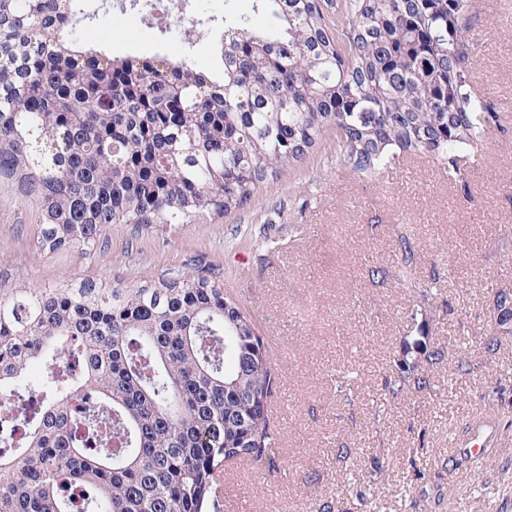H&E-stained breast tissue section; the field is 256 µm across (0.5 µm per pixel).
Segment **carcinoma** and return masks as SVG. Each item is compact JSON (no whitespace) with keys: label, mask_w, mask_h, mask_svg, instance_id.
Segmentation results:
<instances>
[{"label":"carcinoma","mask_w":512,"mask_h":512,"mask_svg":"<svg viewBox=\"0 0 512 512\" xmlns=\"http://www.w3.org/2000/svg\"><path fill=\"white\" fill-rule=\"evenodd\" d=\"M278 28L224 29L221 71L186 57L84 50L76 0H0V177L35 200L36 246L91 250L112 224H200L244 206L327 128L336 154L371 174L399 153L461 161L490 120L469 72L468 0H261ZM108 101L100 100L104 90ZM505 291L494 334L512 319ZM82 347L78 372H55ZM405 338L385 387L433 389L442 362ZM45 364L24 385L30 364ZM279 376L264 337L216 277L137 288H14L0 294V396L26 433L0 455V512H214L224 463L275 467L268 404Z\"/></svg>","instance_id":"1"}]
</instances>
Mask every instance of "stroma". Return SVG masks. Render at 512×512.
I'll return each mask as SVG.
<instances>
[{"label":"stroma","mask_w":512,"mask_h":512,"mask_svg":"<svg viewBox=\"0 0 512 512\" xmlns=\"http://www.w3.org/2000/svg\"><path fill=\"white\" fill-rule=\"evenodd\" d=\"M79 37L115 56H187L217 67L226 25L277 26L256 0H216L191 41L137 12L79 0ZM470 79L495 114L488 137L459 176L432 154L401 157L377 175L336 159V132H322L299 162L267 179L246 206L204 224L134 229L113 224L89 253H42L36 203L0 179V288L62 286L90 279L135 288L169 273H213L251 317L279 373L269 413L278 430L277 471L240 462L224 468V512H360L356 481L384 487L389 471L413 478L405 500L378 512H512V336L483 345L499 290H512V0L470 9ZM415 250L418 276L438 293L419 310L426 335L466 374L431 370L435 396L384 389L411 328L413 291L401 285L400 239ZM464 323L458 339L450 325ZM353 374L336 389V372ZM492 416L497 444L481 456L452 446L470 419ZM352 448L350 458L336 450Z\"/></svg>","instance_id":"obj_1"}]
</instances>
